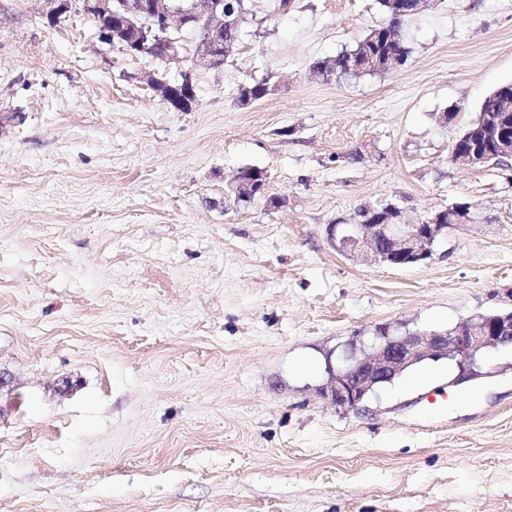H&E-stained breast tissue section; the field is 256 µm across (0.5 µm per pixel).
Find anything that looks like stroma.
<instances>
[{
    "label": "stroma",
    "mask_w": 512,
    "mask_h": 512,
    "mask_svg": "<svg viewBox=\"0 0 512 512\" xmlns=\"http://www.w3.org/2000/svg\"><path fill=\"white\" fill-rule=\"evenodd\" d=\"M244 4L195 70L197 31L133 58L83 0L55 24L0 0V512H512L511 347L468 392L443 361L358 410L321 394L352 339L512 311V178L451 157L512 83V0H431L404 69L341 81L310 67L385 23L378 0ZM147 72L191 73L193 110ZM247 166L266 198L225 209ZM384 200L478 221L419 265L332 246Z\"/></svg>",
    "instance_id": "stroma-1"
}]
</instances>
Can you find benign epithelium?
Instances as JSON below:
<instances>
[{
  "instance_id": "7a95c632",
  "label": "benign epithelium",
  "mask_w": 512,
  "mask_h": 512,
  "mask_svg": "<svg viewBox=\"0 0 512 512\" xmlns=\"http://www.w3.org/2000/svg\"><path fill=\"white\" fill-rule=\"evenodd\" d=\"M114 0H84V9L100 21L117 18L129 24L115 11ZM139 12L163 18L164 26L154 38L171 43L174 33L183 28L199 32L200 41L193 56L196 67L223 65L224 0H139ZM452 158L468 167H512V137L499 141L497 154L452 151ZM447 233L443 224H334L330 236L336 249L359 251L390 267L426 262L432 259L434 244ZM512 346V319L488 323L471 319L457 335L437 331H413L391 335L384 329L380 342L360 355H352L343 370L331 372L325 395L336 404L358 408L378 386L390 383L407 368L425 359L455 362L458 385L479 377L477 358L489 349Z\"/></svg>"
}]
</instances>
